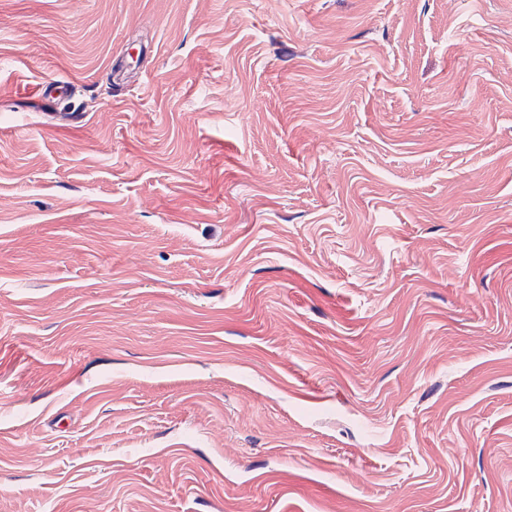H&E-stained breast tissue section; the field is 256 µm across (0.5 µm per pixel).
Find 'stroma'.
Returning a JSON list of instances; mask_svg holds the SVG:
<instances>
[{
	"label": "stroma",
	"mask_w": 512,
	"mask_h": 512,
	"mask_svg": "<svg viewBox=\"0 0 512 512\" xmlns=\"http://www.w3.org/2000/svg\"><path fill=\"white\" fill-rule=\"evenodd\" d=\"M0 512H512V0H0Z\"/></svg>",
	"instance_id": "1"
}]
</instances>
